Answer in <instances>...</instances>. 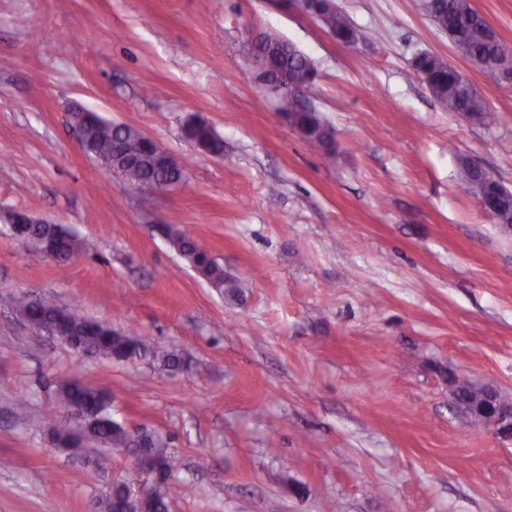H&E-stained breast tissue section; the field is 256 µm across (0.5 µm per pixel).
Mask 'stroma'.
Here are the masks:
<instances>
[{
  "label": "stroma",
  "instance_id": "1",
  "mask_svg": "<svg viewBox=\"0 0 512 512\" xmlns=\"http://www.w3.org/2000/svg\"><path fill=\"white\" fill-rule=\"evenodd\" d=\"M337 40L289 0H0V512H91L136 472L125 450L57 449L69 377L168 440L169 512H512V435L470 427L452 377L512 400V232L460 163L512 190V76L472 66L419 0H335ZM309 57L332 155L276 114L248 36ZM447 60L491 120L442 110L413 67ZM128 123L186 165L167 192L78 148L74 109ZM224 141L188 142L189 116ZM23 212L96 244L64 266L12 240ZM239 283L220 294L160 232ZM161 342L162 372L34 335L18 293Z\"/></svg>",
  "mask_w": 512,
  "mask_h": 512
}]
</instances>
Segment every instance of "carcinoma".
<instances>
[{"label": "carcinoma", "mask_w": 512, "mask_h": 512, "mask_svg": "<svg viewBox=\"0 0 512 512\" xmlns=\"http://www.w3.org/2000/svg\"><path fill=\"white\" fill-rule=\"evenodd\" d=\"M439 11L437 23L448 31L460 36L470 57L486 61L496 57L502 43L493 40L484 22L473 10L470 0H421L422 8L428 5ZM320 22L328 30L338 34L352 31L344 16L331 5H325ZM258 53L267 62L268 81L276 85L275 98L278 101V115L293 127L306 132L304 140L329 153L335 144L333 128L322 118L315 108L307 107L297 95L292 93L288 82L299 81L315 76L313 62L294 45L279 36L263 32L256 44ZM414 66L429 75L434 95L450 112H481L490 116L482 96L473 90H462L464 77L448 67V62L424 55L414 61ZM85 135L88 149L112 164V170L132 185L161 182H179L183 170L175 163L164 165L160 162L153 142L137 127L126 123L110 124L94 112L84 116ZM184 137L197 148L210 154L224 150V141L205 121L186 126ZM55 231L61 236L64 250L78 252L89 248V244L79 241L74 235L57 225L23 224V242L33 250H39L43 236ZM169 245L209 284L219 292L237 296L238 284L224 272V266L209 253L197 249L188 236L169 225L161 227ZM18 314L26 320L38 324L64 323L70 332L75 349L92 350L94 353L117 361H133L150 357L167 370H175L180 365L179 357L158 344H147L130 334L118 333L112 327L91 320L76 309L61 308L51 299L32 301L21 295L16 300ZM63 392L80 404L94 410V418L89 422L79 445L86 443L104 448L130 447L129 435L123 426L112 420L110 397L103 391L85 385L76 379L63 383ZM150 448L163 453L162 483L158 485L156 500L148 506L147 512H168V499L181 491L179 486H171L167 478L174 468V460L167 453V442L160 435H150L145 439Z\"/></svg>", "instance_id": "carcinoma-1"}]
</instances>
